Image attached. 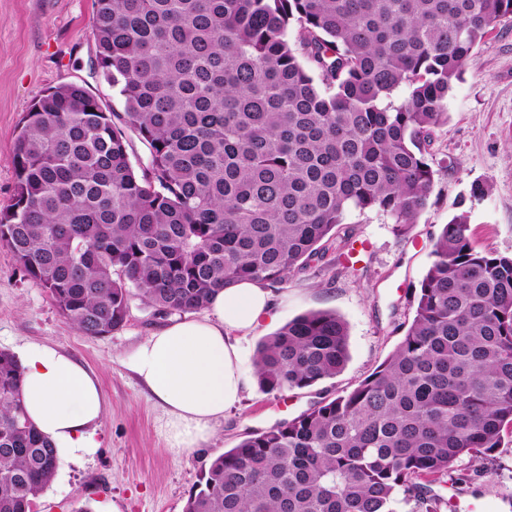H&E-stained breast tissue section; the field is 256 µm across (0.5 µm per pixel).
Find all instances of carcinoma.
<instances>
[{
  "label": "carcinoma",
  "mask_w": 512,
  "mask_h": 512,
  "mask_svg": "<svg viewBox=\"0 0 512 512\" xmlns=\"http://www.w3.org/2000/svg\"><path fill=\"white\" fill-rule=\"evenodd\" d=\"M512 0H94L95 58L121 110L85 85L48 89L19 121L0 242L89 336L132 296L157 314L219 287L275 284L325 254L351 209L399 230L428 204L426 154L472 52ZM148 151L134 164V141ZM393 352L357 387L215 457L183 512H413L423 480L489 457L512 426V255L444 225ZM332 310L264 337L260 389L335 377ZM0 350V512H34L58 468Z\"/></svg>",
  "instance_id": "1"
}]
</instances>
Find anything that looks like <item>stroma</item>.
Masks as SVG:
<instances>
[{"instance_id":"stroma-1","label":"stroma","mask_w":512,"mask_h":512,"mask_svg":"<svg viewBox=\"0 0 512 512\" xmlns=\"http://www.w3.org/2000/svg\"><path fill=\"white\" fill-rule=\"evenodd\" d=\"M93 0H0V208L14 194L11 164L17 125L51 87L76 82L104 104L115 105L111 87L95 75ZM448 117L435 128L428 160L435 171L426 209L408 232L382 211H348L324 258L311 261L270 285L275 319L242 338L245 368H252L258 342L289 320L332 310L348 325L349 359L335 378L284 393L251 386L224 415L216 438L189 456L166 452L163 413L131 369L133 350L165 319L139 299L110 335L94 337L64 318L48 293L24 276L0 245V349L17 352L28 343L58 347L94 372L106 413L93 458L57 471L37 501V512H97L103 500L120 512H183L210 462L247 434L268 430L355 388L401 341L415 314V295L444 224L466 213L472 240L482 251L512 254V18L474 50L462 81L448 97ZM483 194H473V186ZM366 241L354 268L337 267L346 235ZM454 493L452 512H512V431L494 456L464 458L432 485Z\"/></svg>"}]
</instances>
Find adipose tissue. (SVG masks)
I'll list each match as a JSON object with an SVG mask.
<instances>
[{
	"instance_id": "1",
	"label": "adipose tissue",
	"mask_w": 512,
	"mask_h": 512,
	"mask_svg": "<svg viewBox=\"0 0 512 512\" xmlns=\"http://www.w3.org/2000/svg\"><path fill=\"white\" fill-rule=\"evenodd\" d=\"M272 316L268 290L240 281L216 290L203 316L160 327L132 354L133 371L165 415L169 454L189 455L214 439L225 410L249 385L239 340ZM17 363L27 416L53 446L59 465L92 456L105 415L98 377L49 345L22 347Z\"/></svg>"
}]
</instances>
